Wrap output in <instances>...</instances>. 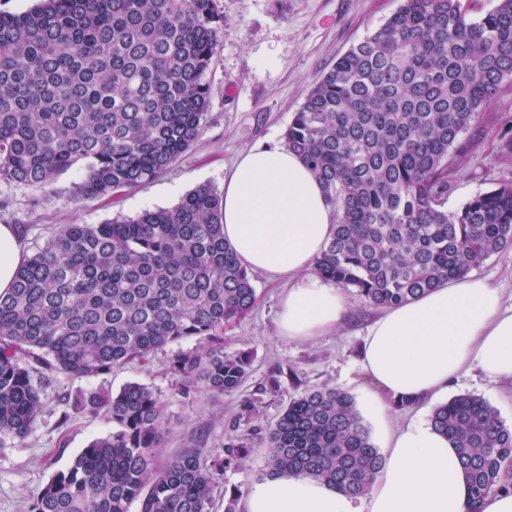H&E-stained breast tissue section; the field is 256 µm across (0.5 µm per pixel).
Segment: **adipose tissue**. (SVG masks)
I'll return each instance as SVG.
<instances>
[{
    "label": "adipose tissue",
    "mask_w": 512,
    "mask_h": 512,
    "mask_svg": "<svg viewBox=\"0 0 512 512\" xmlns=\"http://www.w3.org/2000/svg\"><path fill=\"white\" fill-rule=\"evenodd\" d=\"M224 237L245 267L287 280L278 324L308 341L334 333L347 313L339 288L313 275L333 231V213L310 169L285 147L243 152L224 179ZM512 378V308L486 280L465 275L386 308L365 338L362 371L377 390L366 409L381 433L384 466L353 498L310 477H266L243 512H512V492L472 507L455 448L431 425L390 422V400L428 403L463 372Z\"/></svg>",
    "instance_id": "adipose-tissue-1"
}]
</instances>
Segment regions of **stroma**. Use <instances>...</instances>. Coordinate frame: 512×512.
Returning a JSON list of instances; mask_svg holds the SVG:
<instances>
[{"mask_svg":"<svg viewBox=\"0 0 512 512\" xmlns=\"http://www.w3.org/2000/svg\"><path fill=\"white\" fill-rule=\"evenodd\" d=\"M401 0H220L224 25L215 62L206 79L210 107L204 129L185 156L159 177L112 199H76L79 173L62 174L49 189L0 184V224L21 229L23 249L68 224H102L136 217L146 210L170 208L196 186L223 189L224 177L238 154L254 146H281L294 113L313 83L353 45L381 27ZM512 119V86L488 102L464 140L465 154L453 160L449 209L512 180V156L502 152V126ZM256 304L240 322L224 329V350L252 353L251 373L234 393L224 396L173 390L169 371L176 345L155 351L147 361L130 362L110 373L80 378L52 374L42 407L24 439L0 441V512H29L37 491L95 438L113 430L105 410L64 417V400L82 393L119 391L137 382L166 404L171 433L159 462L181 449H201L204 457L223 453L229 437L246 427H267L305 390L335 387L355 403L376 386L360 371L367 330L379 311L347 295V314L337 334L297 343L281 336L277 310L282 283L253 272ZM277 392H269L271 381ZM473 394L495 406L512 426V380L493 382L479 372L461 376L449 396ZM263 449L237 466L216 474L211 512H224L233 489H247L262 476Z\"/></svg>","mask_w":512,"mask_h":512,"instance_id":"1","label":"stroma"}]
</instances>
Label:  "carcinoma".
I'll return each mask as SVG.
<instances>
[{
    "label": "carcinoma",
    "instance_id": "cac0c4a2",
    "mask_svg": "<svg viewBox=\"0 0 512 512\" xmlns=\"http://www.w3.org/2000/svg\"><path fill=\"white\" fill-rule=\"evenodd\" d=\"M218 0H40L0 11V184L44 189L75 169L79 198L118 194L179 161L203 130ZM512 82V0L473 20L461 0H402L311 88L286 131L336 213L315 273L386 308L512 249V182L447 207L449 158ZM256 303L224 239L223 194L201 184L170 209L50 232L0 295V438L23 439L42 387L20 366L93 377L193 338L171 359L178 392L236 391L248 351L224 326ZM116 430L94 439L34 496L30 512H209L214 474L252 452L241 435L207 462L185 448L160 466L165 404L149 387L78 397ZM472 504L512 487V428L484 398L438 405ZM384 458L354 399L304 391L266 436L264 476L306 475L363 496Z\"/></svg>",
    "mask_w": 512,
    "mask_h": 512
}]
</instances>
